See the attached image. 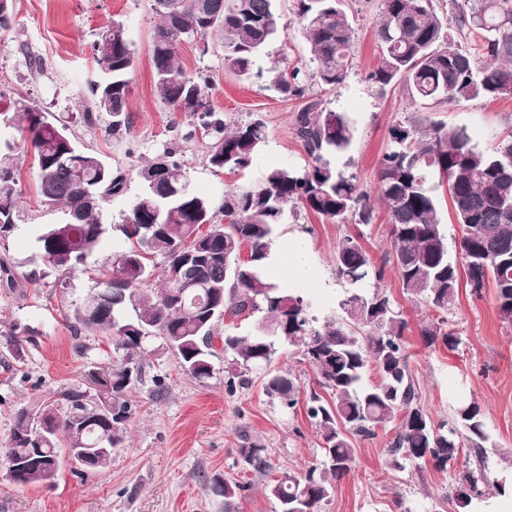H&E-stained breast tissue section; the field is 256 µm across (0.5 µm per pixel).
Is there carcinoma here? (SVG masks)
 Masks as SVG:
<instances>
[{
  "mask_svg": "<svg viewBox=\"0 0 512 512\" xmlns=\"http://www.w3.org/2000/svg\"><path fill=\"white\" fill-rule=\"evenodd\" d=\"M161 2L153 0L159 17L150 45L153 82L163 103L195 116L210 135V167L229 174L248 169L268 134L259 116L227 129L209 100L210 77L191 75L182 67L179 46L194 31L202 38L217 35L224 64L238 77H264L270 87L302 102L295 122L309 162L303 168L271 167L257 185L225 193L219 209L222 222L214 220L211 201L191 189L174 151H163L137 172L140 187L152 189L160 208L130 204L118 225L125 246L113 255L110 273L71 314L75 331L111 336L123 357L70 390L65 411L52 402L38 408L49 426L40 446L29 445L26 438L31 411H18L6 457L28 462L19 485L52 484L69 464L73 448L95 460L96 470L109 465L112 449L126 438L132 416L129 394L142 381L149 337H162L181 368L199 380L211 376L214 344H220L230 359V391L248 384L253 371L268 367L280 342L315 372L305 406L319 431L323 456L320 463L284 473L268 485L279 512H322L355 461L350 437L374 438L390 425L395 437L388 452L397 470L407 465L452 470L462 448L474 450L476 461L465 460L450 497L457 512H479L489 503L486 487L502 493L512 481V470L506 467L499 476H489L483 454L495 442L475 400L457 398L451 420L440 423L417 403L404 339L408 323L376 286L385 265L373 261L360 243L361 235H346L333 257L336 278L346 287L338 317L318 320L305 293L271 281L266 271L277 227L289 211L302 209L336 224L357 213L360 223L371 222L369 195L355 176L328 160L351 147L350 118L308 97L309 81L334 87L347 77L354 33L344 0H293L297 31L315 63L310 75L288 65L253 71L256 59L283 29L274 0H167L168 8ZM433 2L382 0L375 33L381 53L369 79L383 86L401 80L409 95L428 109L453 100L504 97L502 87H512V0H472L463 6L450 0L446 14ZM452 27L472 37L471 44H453ZM91 51L99 75L90 84L91 106L83 119L92 123L96 113L106 112L112 116L108 131L116 135L130 127L126 97L135 61L123 24L104 26ZM0 125L29 143L37 160L40 203L63 215V222L38 230L39 257L62 271L87 266L106 232L105 204L127 192V174L81 149L69 126L26 95L9 98L0 109ZM388 137L377 177L391 237L388 262L403 292L437 312L420 328L423 344L453 350L461 343L444 314L455 305L463 285L478 296L493 284L499 318L512 326V134L483 151L472 144L464 127L412 119L392 125ZM16 147V139H0V240L13 235L19 220ZM442 190L461 228L455 261L448 255L440 217ZM200 225L208 227L207 236L190 250H181ZM156 257L158 265L153 263ZM186 260L197 286L176 288L171 275ZM257 313L262 318L248 335L214 334L216 323L227 316L248 320ZM266 391L290 410L298 403L300 388L290 374L268 373ZM108 407L124 412L123 420L74 422L76 412ZM237 453L251 471L269 473L264 446L246 441ZM210 489L223 512H237L245 485L214 477Z\"/></svg>",
  "mask_w": 512,
  "mask_h": 512,
  "instance_id": "cac0c4a2",
  "label": "carcinoma"
}]
</instances>
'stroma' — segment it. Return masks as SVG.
Segmentation results:
<instances>
[{
	"instance_id": "1",
	"label": "stroma",
	"mask_w": 512,
	"mask_h": 512,
	"mask_svg": "<svg viewBox=\"0 0 512 512\" xmlns=\"http://www.w3.org/2000/svg\"><path fill=\"white\" fill-rule=\"evenodd\" d=\"M275 3L288 30L270 45L268 55L258 59L257 68L268 69L275 58L284 56L290 64L313 71L310 50L293 26L292 0ZM345 10L354 30L347 77L333 88L313 85L310 94L329 110L349 113L355 126L352 147L333 156L331 163L353 174L370 193L389 128L428 114L401 84L381 86L368 78L378 64L375 31L381 0H346ZM113 21L127 29L136 57L127 99L130 127L116 135L107 131L112 122L108 115H100L92 126L82 118L88 85L97 76L90 44L99 29ZM157 23L151 0H15L14 28L0 38V84L67 121L83 149L131 178L155 155L176 149L192 189L216 206L226 190L260 182L268 167L307 164L294 122L299 101L268 89L264 80L239 79L225 67L224 53L211 38L182 43L183 66L189 73L210 75V100L227 126L259 116L268 131L264 152L243 175L214 171L207 162L209 137L191 115L164 104L154 86L149 46ZM30 52L42 58L43 73L29 69ZM428 116L465 127L473 144L488 150L512 131V97L450 102ZM15 163L21 190L18 229L0 242V259L10 263L19 283L13 291L0 287V512H221L210 490L216 476L246 484L238 512H278L267 490L271 479L299 471L321 456V440L304 405L291 411L269 397L261 370L252 373L249 385L228 389L226 363L220 356L213 359L211 377L198 380L186 375L158 336L145 344V377L130 395L128 440L113 450L106 469L78 477L67 466L51 487L23 488L11 480L3 449L18 410L45 401L64 405L66 393L85 383L89 372L121 357L106 335L75 333L68 318L100 271L110 267L121 234L108 232L87 268L65 273L44 265L36 254V233L41 225L59 223L61 215L39 202L32 152L17 149ZM346 232L344 225L303 211L278 228L279 240L298 233L312 248L322 279L311 292L313 315L337 311L345 295L333 257ZM380 286L409 323L406 342L420 405L441 422L450 420L456 396L476 399L496 443L486 469H503L506 459H512V327L497 314L494 289L484 288L478 297L460 289L447 318L461 343L454 350H432L424 346L419 327L433 318V311L404 294L393 272H386ZM14 327L28 330L32 338L19 359L6 339ZM157 376L167 386L161 398L154 395ZM394 435L390 428L373 439L353 438L356 464L337 483L325 512H455L454 503L446 498L455 471L394 469L387 453ZM246 436L268 448L270 474L260 475L243 465L237 450Z\"/></svg>"
}]
</instances>
